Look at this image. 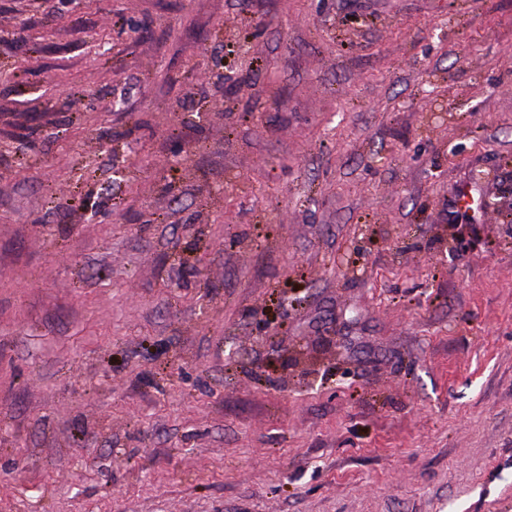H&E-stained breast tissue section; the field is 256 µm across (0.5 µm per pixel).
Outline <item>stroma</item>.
Wrapping results in <instances>:
<instances>
[{
	"label": "stroma",
	"instance_id": "35a3bbf8",
	"mask_svg": "<svg viewBox=\"0 0 512 512\" xmlns=\"http://www.w3.org/2000/svg\"><path fill=\"white\" fill-rule=\"evenodd\" d=\"M0 512H512V0H0Z\"/></svg>",
	"mask_w": 512,
	"mask_h": 512
}]
</instances>
